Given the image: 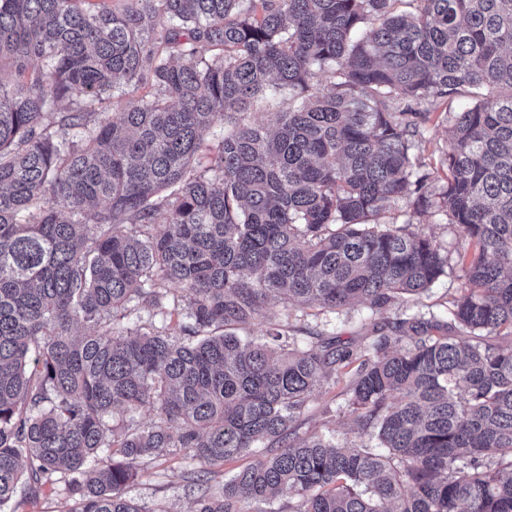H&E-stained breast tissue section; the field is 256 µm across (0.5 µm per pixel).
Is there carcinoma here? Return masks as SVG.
<instances>
[{
	"mask_svg": "<svg viewBox=\"0 0 512 512\" xmlns=\"http://www.w3.org/2000/svg\"><path fill=\"white\" fill-rule=\"evenodd\" d=\"M117 2L0 0V508L25 482L71 512H153L126 488L182 454L194 512H512V0ZM463 88L423 171V128ZM276 89L288 110L234 120ZM404 197L462 236L451 324H374L355 439L301 437L354 352L238 330L278 296L381 312L427 291L451 259L384 221ZM178 307L176 332L122 324Z\"/></svg>",
	"mask_w": 512,
	"mask_h": 512,
	"instance_id": "cac0c4a2",
	"label": "carcinoma"
}]
</instances>
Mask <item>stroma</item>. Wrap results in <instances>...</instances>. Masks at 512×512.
I'll return each instance as SVG.
<instances>
[{
  "instance_id": "35a3bbf8",
  "label": "stroma",
  "mask_w": 512,
  "mask_h": 512,
  "mask_svg": "<svg viewBox=\"0 0 512 512\" xmlns=\"http://www.w3.org/2000/svg\"><path fill=\"white\" fill-rule=\"evenodd\" d=\"M471 99L458 95L443 102L424 133V140L418 155L424 164L432 165L442 150L447 149L452 123L449 113L470 105ZM388 220L401 224L411 222L413 231L430 235L442 250L455 253L461 242L458 229L449 224L447 216L440 211L411 216L406 200L393 204ZM464 287L459 269H450L448 274L436 281L416 301L393 306L382 313V320L392 321L402 313L417 314L427 320L448 321L449 309L455 297ZM275 321L287 324L289 335L306 341L314 335L332 336L350 344L353 348L363 347L371 334L375 318L368 305L358 303L335 311L323 309L315 303H282L272 306ZM352 374L351 368L336 371L323 380L307 405L299 421L300 434L319 433L342 445L354 439L352 417L346 407L344 391ZM190 460L184 456H167L150 461L139 477L128 487L129 497L148 503L156 512H193L194 498L185 489L183 475L190 468Z\"/></svg>"
}]
</instances>
